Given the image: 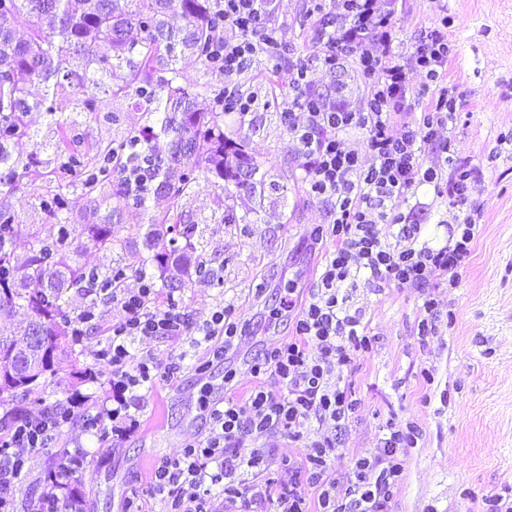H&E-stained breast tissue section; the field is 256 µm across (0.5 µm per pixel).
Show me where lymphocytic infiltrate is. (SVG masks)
Segmentation results:
<instances>
[{"label": "lymphocytic infiltrate", "instance_id": "obj_1", "mask_svg": "<svg viewBox=\"0 0 512 512\" xmlns=\"http://www.w3.org/2000/svg\"><path fill=\"white\" fill-rule=\"evenodd\" d=\"M309 2L308 13L315 18L313 51L305 58H286L276 0H217L231 28L230 35L214 42L215 53L224 59V109L242 112L247 107L237 81L241 72L254 63L285 58L283 116L298 142L308 193L327 218L314 242L329 240L333 247L324 253L317 281L304 292L287 289L281 299L293 314L289 339L268 348L250 366L253 377L277 376L280 390L261 387L243 401L202 397L209 411L204 433L155 466L149 489L164 496L167 512H214L212 489L217 485L236 512H388L405 450L416 442V426L388 420L380 448L356 456L341 476L330 466L338 441L323 432L327 426L342 428L357 410L342 367L374 351L363 311L351 304L352 291L362 278L378 295L391 288L417 289L423 298L420 335H441L444 321L432 291L444 284L456 287L483 218L481 204L472 198L475 165L454 158L449 143L438 137L440 129L456 128L463 98L448 82L455 44L443 0H430L439 20L409 48L392 33L398 0ZM349 58L369 80L359 108L307 92L309 70L333 72ZM415 72L429 81V97L411 83ZM299 111L305 115L301 123L295 119ZM353 129L366 136V156L348 145ZM425 185L458 210L446 244L438 249L419 243V225L400 210ZM111 300L124 318L113 325L111 341L97 354L111 372L110 395L107 405L84 418L83 426L99 438L122 442L140 428V388L159 374L152 360L130 364L131 341L197 330L213 343V358L221 362L242 331L227 307L196 325L175 299L159 303L157 289L146 279L139 288L113 293ZM73 418L71 407L56 404L16 423L0 453V512H14L12 492L29 456L49 448ZM280 437L300 444L302 456H278L272 443ZM246 438L254 447L244 455L239 444ZM275 465L288 469L291 479L271 491L256 490V480Z\"/></svg>", "mask_w": 512, "mask_h": 512}]
</instances>
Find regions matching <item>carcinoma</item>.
Instances as JSON below:
<instances>
[{"mask_svg": "<svg viewBox=\"0 0 512 512\" xmlns=\"http://www.w3.org/2000/svg\"><path fill=\"white\" fill-rule=\"evenodd\" d=\"M219 25L213 0H0V186L10 195L53 176L38 200L57 227L43 238L17 222L8 202H0V316L19 307L29 316L21 336L0 326V406L10 407L7 420L25 414L16 402L31 385L48 383L58 371V355L74 345L73 325L84 313L71 311L70 292L110 294L131 276L146 277L149 265L164 283L215 280L201 245L205 228L185 221L182 211V198L201 176L222 180L220 224L252 223L236 210L242 191L287 196L288 183L260 172L243 145L224 134V88L211 90L202 104L199 93L178 82L176 64L186 54L205 72L224 74V58L212 49ZM19 27L27 31L22 39L16 37ZM133 29L143 33L141 40L129 39ZM102 43L108 51L100 53ZM104 77L105 93L136 99L147 123L90 153L74 134L78 120L59 121L53 158L42 159L38 150L25 161L13 158L12 144L35 138L29 112L52 116L68 94L74 109L100 114L102 100L86 89L100 87ZM35 81L45 93L32 100L29 86ZM121 120L118 112L103 114L106 124ZM160 134L170 137L164 155L152 146ZM243 164L258 175L245 186L237 180ZM123 209L146 216L148 254L131 251L104 268L79 264L83 244L106 247L117 239L112 219ZM23 234L30 247L20 256L13 241Z\"/></svg>", "mask_w": 512, "mask_h": 512, "instance_id": "obj_1", "label": "carcinoma"}]
</instances>
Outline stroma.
I'll list each match as a JSON object with an SVG mask.
<instances>
[{
	"label": "stroma",
	"instance_id": "1",
	"mask_svg": "<svg viewBox=\"0 0 512 512\" xmlns=\"http://www.w3.org/2000/svg\"><path fill=\"white\" fill-rule=\"evenodd\" d=\"M448 14L454 20L450 37L456 44L448 80L468 93L452 149L455 157L482 164L475 196L483 219L457 287L435 293L440 310L455 313L442 335L419 336L422 299L417 290L394 288L376 295L365 281H358L352 302L364 310L375 353L342 369L357 411L342 428L341 445L331 459L333 471L345 473L355 455L379 446L388 419L416 423L421 435L405 456L391 512H483L485 497L495 494L512 501V154H501L491 164L484 161L499 135L512 130V0H448ZM433 21L428 0H403L394 36L411 46ZM308 79L315 92L342 95L353 108L365 94L366 80L351 62L333 74L313 69ZM104 104L106 110L123 113L124 122L107 127L82 114L83 149L121 138L128 127L144 121L142 107L131 100L108 98ZM224 132L243 140L262 171L288 176V197L269 195L259 206L248 196L238 198L239 211L257 208V223L246 230L212 224L204 237V251L219 283L162 288L158 295L181 300L199 324L217 308L233 304L236 317L247 322L236 354L201 375L197 368L208 351L195 336L135 340L134 358L152 359L163 373L144 391L139 434L108 447L85 431L83 416L96 411L109 390V378L89 382L80 373L110 342L112 326L123 312L119 306L98 303V326L85 336L79 354L63 361L51 386H33L27 396L26 410L32 415L75 397L80 403L55 446L29 460L15 491V512H26L28 501L43 491L49 467L76 449L88 463L85 478L72 484L81 498V512H119L132 490L140 491L143 512H166L162 496L149 490L151 474L161 456L176 454L206 429L202 389L214 394L226 390L239 400L260 385L278 389L273 375L255 379L249 365L270 344L288 338L287 316L276 317L272 311L286 289L310 287L318 278L322 254L310 239L326 215L306 191L297 141L279 114L257 108L242 124L228 115ZM142 222L138 212L123 211L118 241L109 248L87 249L81 262L103 266L141 248ZM180 359L183 372L166 375V367ZM426 368L432 370V379L423 377ZM230 370L235 377L228 383L224 374Z\"/></svg>",
	"mask_w": 512,
	"mask_h": 512
}]
</instances>
